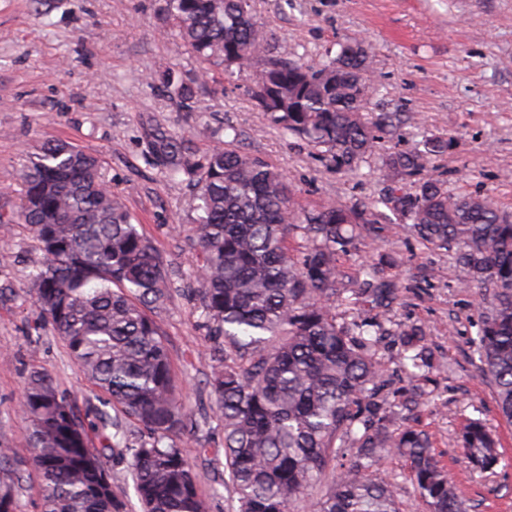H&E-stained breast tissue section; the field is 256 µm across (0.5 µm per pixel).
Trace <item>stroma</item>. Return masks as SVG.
<instances>
[{"label": "stroma", "instance_id": "stroma-1", "mask_svg": "<svg viewBox=\"0 0 512 512\" xmlns=\"http://www.w3.org/2000/svg\"><path fill=\"white\" fill-rule=\"evenodd\" d=\"M162 6L163 0H0V214L18 211L21 170L43 143L65 140L97 154L172 270V298L154 316L194 419L175 441L204 473L208 512H231L227 492L213 490L210 472L224 458V439L204 385L208 345L200 313L187 292L198 265L192 190L154 167L148 135L158 127L184 134L199 160L213 132L234 126L240 149L281 171L306 209L367 204L389 182L377 155L357 174L326 167L304 141L272 126L246 84L234 87L219 76L197 82L196 59L161 31ZM255 17L277 58L315 65L342 42L370 47L381 85L371 112L399 114L394 144L412 147L416 129L453 138V149L434 163L449 192L485 196L512 213V0H255ZM166 69L192 85L191 103L158 81ZM383 255V275L398 286L385 317L423 328L432 353L428 375L413 377L399 337H383L377 356L391 390L415 401L409 423L432 434L469 512H512V425L499 417L476 367L475 295L449 281L446 253L396 229L348 266ZM42 261L30 227L12 225L0 241V462L23 469L16 512H40L19 408L29 372H51L77 405L92 396L90 381L51 328L36 341L29 335L37 313L20 287ZM476 410L498 434L507 461L491 481L469 475L458 461L461 420ZM201 447L209 449L208 460L199 459Z\"/></svg>", "mask_w": 512, "mask_h": 512}]
</instances>
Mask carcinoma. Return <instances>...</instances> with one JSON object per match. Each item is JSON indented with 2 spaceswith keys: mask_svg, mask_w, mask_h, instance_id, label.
Returning a JSON list of instances; mask_svg holds the SVG:
<instances>
[{
  "mask_svg": "<svg viewBox=\"0 0 512 512\" xmlns=\"http://www.w3.org/2000/svg\"><path fill=\"white\" fill-rule=\"evenodd\" d=\"M163 32L177 36L200 65L248 87L282 134L298 137L338 171L358 172L392 135L395 117L369 122L380 92L370 55L342 44L315 66L268 56L254 0H164ZM265 66L253 70L260 59ZM214 137L201 160L183 135L155 131L154 164L169 180L193 188V240L199 264L190 291L209 344L205 385L224 434V478L233 512H290L314 489L310 512H403L394 479L382 470L390 451L405 460L426 512H468L421 429L393 427L414 401L389 399L376 345L390 329L378 318L338 321L343 293L378 307L397 286L377 264L345 262L394 227L448 253V276L479 298L474 353L501 416L512 422V215L479 196H454L429 172L453 147L427 137L406 150L387 149L383 166L411 190L370 206L298 207L287 178ZM23 196L0 228L23 223L35 234L42 264L22 293L38 312L34 332L49 325L98 391L82 411L51 373H30L23 392L31 459L40 477L42 512H128L113 490L107 457L128 458L141 512H207L200 473L174 437L188 414L180 401L165 333L146 313L170 299L172 271L154 242L112 192L98 156L70 142L43 144L21 173ZM384 206L400 224L365 218ZM402 358L430 368L422 329L399 328ZM115 414H110L109 410ZM147 433L124 442L123 421ZM466 468L488 478L504 458L479 416H466L458 436ZM354 452L348 469L336 463ZM18 469L0 464V512H15Z\"/></svg>",
  "mask_w": 512,
  "mask_h": 512,
  "instance_id": "cac0c4a2",
  "label": "carcinoma"
}]
</instances>
